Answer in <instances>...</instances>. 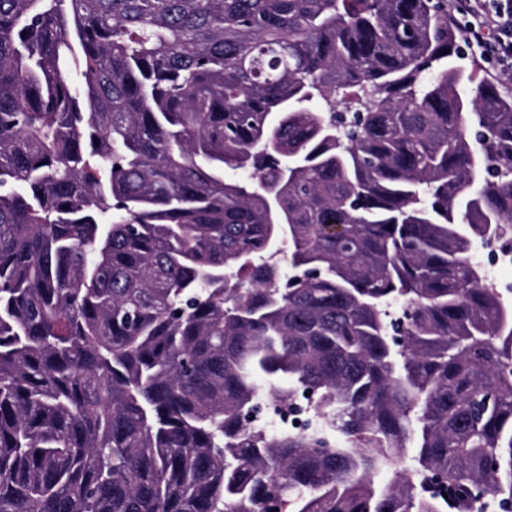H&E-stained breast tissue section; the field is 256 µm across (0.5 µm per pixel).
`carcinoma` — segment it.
<instances>
[{"mask_svg": "<svg viewBox=\"0 0 512 512\" xmlns=\"http://www.w3.org/2000/svg\"><path fill=\"white\" fill-rule=\"evenodd\" d=\"M457 54L448 0H0V512H508L512 97ZM474 259L479 263L483 264L489 274V278L491 282L503 291L512 292V281L505 283L501 278H511L512 279V269H504L503 267H511L512 268V252H499V251H479L474 254ZM500 271V278H496L494 275Z\"/></svg>", "mask_w": 512, "mask_h": 512, "instance_id": "1", "label": "carcinoma"}]
</instances>
